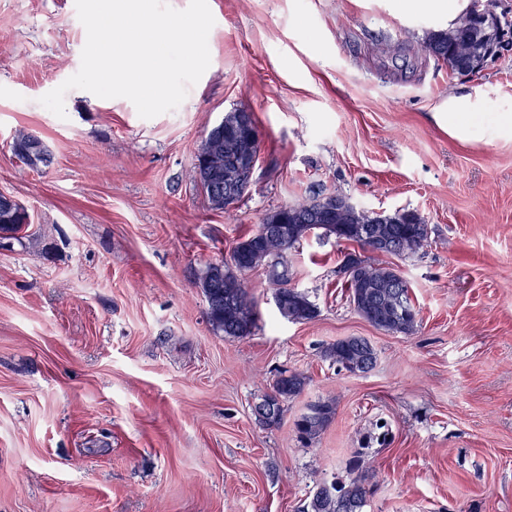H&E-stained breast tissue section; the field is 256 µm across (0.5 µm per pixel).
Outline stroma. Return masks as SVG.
Instances as JSON below:
<instances>
[{
	"instance_id": "1",
	"label": "stroma",
	"mask_w": 512,
	"mask_h": 512,
	"mask_svg": "<svg viewBox=\"0 0 512 512\" xmlns=\"http://www.w3.org/2000/svg\"><path fill=\"white\" fill-rule=\"evenodd\" d=\"M210 66L174 111L73 89L66 119L40 99L75 74L86 30L75 0H0V192L31 222L0 238V512H302L354 459L365 512H512V51L479 73L428 57L447 18L402 0H208ZM467 97L468 139L435 113ZM251 112L260 158L222 210L193 178L209 130ZM40 139L50 167L20 160ZM322 189L429 226L398 267L412 333L353 308L347 243L312 233L290 257L318 316L279 313L263 270L252 335L207 321L195 284L263 217ZM378 352L366 373L322 348ZM305 373L281 424L252 407L278 370ZM336 416L313 444L294 421L321 399ZM321 356L350 373L371 371L377 362V352L370 341L361 336H348L323 347Z\"/></svg>"
}]
</instances>
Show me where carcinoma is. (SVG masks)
<instances>
[{"mask_svg": "<svg viewBox=\"0 0 512 512\" xmlns=\"http://www.w3.org/2000/svg\"><path fill=\"white\" fill-rule=\"evenodd\" d=\"M479 0H470L466 12L446 29L426 33L424 49L435 61L448 65L458 74L478 73L488 60L512 51V9L496 10L497 0H487L489 23L498 31L495 45L485 39L486 24L477 10ZM234 146L224 141L217 168L219 176H209L206 196L215 209L226 207L227 197L238 200L249 188L245 173L231 177L224 173L226 160ZM321 193L288 206V220L272 223L266 215L256 229L237 242L228 259L210 263L198 277L208 308L207 319L213 330L226 338H243L253 333L257 321L255 298L239 277L242 272L261 268L273 287V299L279 312L294 322L316 318L318 308L309 295L298 288L285 287L282 274L290 273L288 253L312 232L319 230L338 242L355 243L360 248L402 257L422 248L429 227L415 211L398 210L392 215L378 216L336 196V213L329 218L319 210ZM29 224L27 210L17 204L0 210V233L16 235ZM341 270L347 276V288L355 311L377 329L388 333H411L416 326V309L410 297V286L393 266L372 263L353 253L344 256ZM321 356L350 373H367L377 362V352L370 341L361 336H348L323 347ZM309 382L302 372L283 369L272 379L269 390L257 402L252 413L262 427L280 425L285 404L299 396ZM336 415L333 399L311 404L308 412L295 423L301 441L318 438ZM369 489L361 476L333 478L316 484L303 512H364Z\"/></svg>", "mask_w": 512, "mask_h": 512, "instance_id": "1", "label": "carcinoma"}]
</instances>
